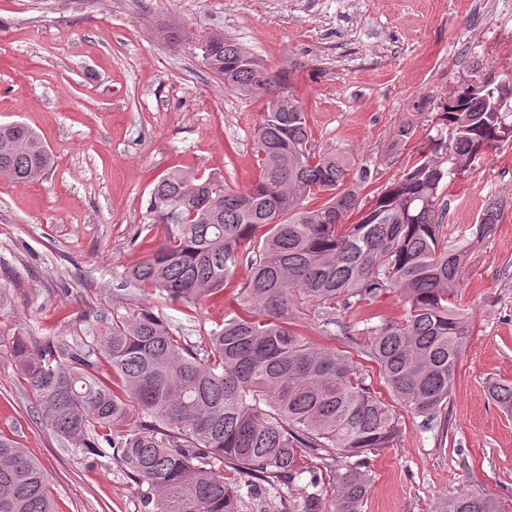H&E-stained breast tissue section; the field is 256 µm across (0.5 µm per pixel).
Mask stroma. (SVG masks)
Listing matches in <instances>:
<instances>
[{"label":"stroma","mask_w":512,"mask_h":512,"mask_svg":"<svg viewBox=\"0 0 512 512\" xmlns=\"http://www.w3.org/2000/svg\"><path fill=\"white\" fill-rule=\"evenodd\" d=\"M188 30L178 44L164 26ZM221 30L251 50L303 105L317 148L368 167L372 201L448 133L441 106L468 85L512 69V0H0V123L20 121L55 163L39 181L0 178V435L44 466L56 512H141L112 448L89 462L41 417L16 369L12 342L81 343L100 322L143 311L204 347L248 297L239 266L223 292L192 309L124 278L160 243L148 218L155 182L175 169L223 174L236 190L258 177L260 99L225 90L202 61L203 35ZM414 121L415 135L398 138ZM503 201L493 235L473 248L457 290L472 323L444 425L403 408L377 365L337 336L374 379L397 418L393 447L376 451L362 512H432L459 489L512 512V415L487 394L512 384V142L489 150L444 188L449 241L469 235L479 210Z\"/></svg>","instance_id":"stroma-1"}]
</instances>
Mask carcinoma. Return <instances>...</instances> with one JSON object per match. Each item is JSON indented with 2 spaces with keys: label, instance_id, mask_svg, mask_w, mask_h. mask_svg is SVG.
<instances>
[{
  "label": "carcinoma",
  "instance_id": "obj_1",
  "mask_svg": "<svg viewBox=\"0 0 512 512\" xmlns=\"http://www.w3.org/2000/svg\"><path fill=\"white\" fill-rule=\"evenodd\" d=\"M200 51L225 88L268 98L255 132L259 177L244 191L222 174L160 177L149 217L166 236L125 278L197 305L245 259L251 308L225 319L200 350L142 312L76 346L42 349L18 336L13 355L45 422L76 451L92 454L101 439L115 449L144 512H255L284 486L280 512H361L366 453L394 445L396 419L350 356L307 339L298 323L314 309L333 339L349 329L343 311L400 294L405 319L371 326L368 317L352 343L404 408L428 422L442 417L470 328L455 301L469 247L443 236L441 185L512 141V111H496L486 80L448 99L440 120L451 137L429 139V151L366 208L368 170L355 175L349 158L314 149L302 105L277 91L250 50L215 30ZM53 163L32 128L0 124V178L26 185ZM500 215L498 204L485 207L472 243L490 237ZM489 393L512 412V385L493 383ZM0 512H55L44 467L1 436ZM436 512L501 509L460 491Z\"/></svg>",
  "mask_w": 512,
  "mask_h": 512
}]
</instances>
